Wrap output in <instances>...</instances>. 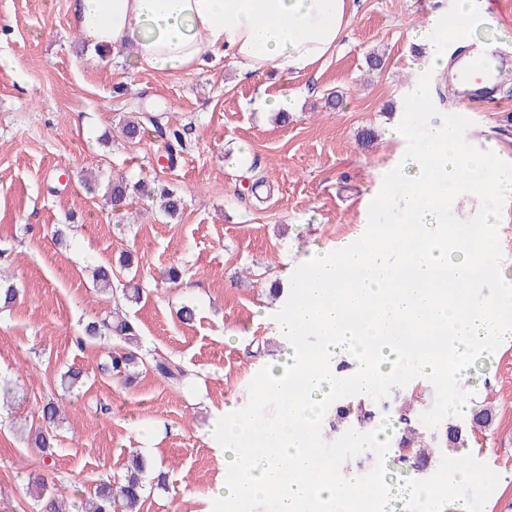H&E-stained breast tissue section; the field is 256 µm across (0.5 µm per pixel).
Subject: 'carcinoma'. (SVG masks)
Listing matches in <instances>:
<instances>
[{"instance_id":"cac0c4a2","label":"carcinoma","mask_w":512,"mask_h":512,"mask_svg":"<svg viewBox=\"0 0 512 512\" xmlns=\"http://www.w3.org/2000/svg\"><path fill=\"white\" fill-rule=\"evenodd\" d=\"M130 189L137 193L144 192V186L140 184L130 188L123 181L111 183L109 196L112 206L120 205ZM161 194L164 199V215L170 220L178 218L182 209L181 198L166 188L162 189ZM88 338L112 343L108 370L123 385L131 384L134 369L139 365L149 367L175 387L182 386L187 378L186 370L175 358L162 357L157 353H142L134 323L117 307L112 314L99 321H90L84 326L81 342H86ZM422 399L423 394L418 393L391 407L385 405L381 409L371 402L341 400L328 415L329 428L334 432H346L356 424L361 427L376 425L380 419V410L384 409L389 412L390 420L399 425L395 441L396 462L408 470L423 474L439 449L467 447L469 433L461 424L446 423L431 433L425 432L419 415ZM37 412L46 423L54 425L62 414V408L59 403L48 401L38 407ZM34 443L44 456L53 455L55 435L48 430L38 432ZM147 468V461L143 457L133 456L127 465L123 481L117 486L110 482L97 485L84 512H140L143 476Z\"/></svg>"}]
</instances>
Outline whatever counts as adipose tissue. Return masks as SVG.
Wrapping results in <instances>:
<instances>
[{"label":"adipose tissue","instance_id":"1","mask_svg":"<svg viewBox=\"0 0 512 512\" xmlns=\"http://www.w3.org/2000/svg\"><path fill=\"white\" fill-rule=\"evenodd\" d=\"M73 20L90 48L126 58L133 69L171 75L211 56H232L243 72L275 69L298 75L328 57L345 35L354 0H71ZM478 0H452L431 13L415 36L426 46L410 109L426 111L433 77L447 72V43L465 40L480 18ZM402 185L406 233L390 237L399 265L376 258L372 238L341 244L335 254L309 250L304 276L276 320L289 344L257 397L276 405L275 421L231 411L214 424L224 443V482L215 494L224 512L258 501L272 512H380L386 479L364 482L338 471L318 445L325 413L343 390L371 397L391 362L416 359L421 377L446 386L463 378L474 352L512 338V296L474 307L466 290L479 272L495 273L490 235L465 234L445 214L463 191L480 187L483 221H496L500 194L512 192V166L499 167L463 149L452 126L411 147ZM318 336L316 345L305 334ZM346 371H337L339 361Z\"/></svg>","mask_w":512,"mask_h":512}]
</instances>
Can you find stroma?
Returning <instances> with one entry per match:
<instances>
[{
    "label": "stroma",
    "mask_w": 512,
    "mask_h": 512,
    "mask_svg": "<svg viewBox=\"0 0 512 512\" xmlns=\"http://www.w3.org/2000/svg\"><path fill=\"white\" fill-rule=\"evenodd\" d=\"M451 0H356L349 31L326 61L307 73H241L232 58L209 59L171 76L132 70L126 59L89 53L70 0H0V284L18 289L0 310V376L15 398L0 411V512H39L26 492L32 472L63 489L68 502L93 494L100 481L121 480L128 451L147 459L141 512H222L213 497L224 480L221 443L210 432L226 405L247 412L267 366L287 345L274 328L282 303L269 288L291 291L304 276L302 252L335 251L365 229L400 226L401 187L389 171L405 144L387 134L405 122L412 140L451 122L457 102L435 78L430 111L410 112L406 89L422 47L414 30ZM385 65L372 70L370 52ZM285 96L287 122L259 107ZM166 113L187 129L177 165L163 157L152 128L121 133L135 111ZM377 133L373 142L364 130ZM462 147L494 145L495 160L512 163V81L470 107L458 131ZM169 186L183 200L179 220L141 197L112 207L107 182ZM493 276L470 288L474 306L512 283V196L501 200ZM64 229L66 242L52 233ZM129 269H117L121 251ZM179 266V284L166 283ZM114 267V287L139 285L128 313L144 349L172 355L194 373L190 386L170 388L141 369L134 384L109 376L106 343L76 345L89 321L112 300L95 290L93 267ZM192 306L193 322L178 317ZM82 369L83 384L64 392L62 374ZM462 389L470 402L494 409L472 433L464 472L442 485L445 454L424 481L442 486L445 512H512V341L472 357ZM64 402L59 447L42 458L32 439L39 405ZM325 457L378 475L380 457L350 437H323ZM165 473L157 485L156 473Z\"/></svg>",
    "instance_id": "1"
}]
</instances>
